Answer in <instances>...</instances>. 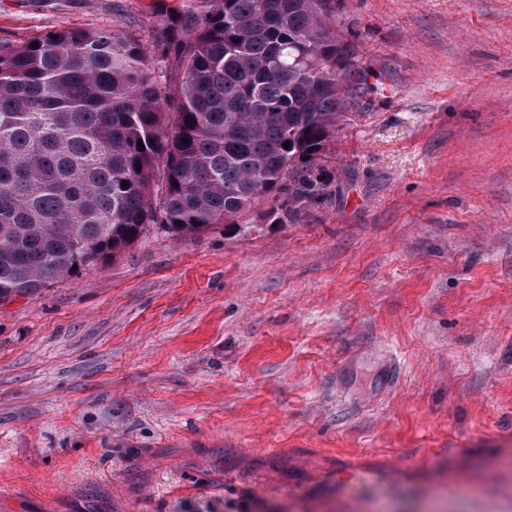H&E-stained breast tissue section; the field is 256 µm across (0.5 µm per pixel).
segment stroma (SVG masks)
<instances>
[{"label": "stroma", "instance_id": "obj_1", "mask_svg": "<svg viewBox=\"0 0 512 512\" xmlns=\"http://www.w3.org/2000/svg\"><path fill=\"white\" fill-rule=\"evenodd\" d=\"M175 0H0V47ZM363 69L299 224L0 302V512H512V0H343Z\"/></svg>", "mask_w": 512, "mask_h": 512}]
</instances>
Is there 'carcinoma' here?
Returning a JSON list of instances; mask_svg holds the SVG:
<instances>
[{"label": "carcinoma", "instance_id": "obj_1", "mask_svg": "<svg viewBox=\"0 0 512 512\" xmlns=\"http://www.w3.org/2000/svg\"><path fill=\"white\" fill-rule=\"evenodd\" d=\"M340 8L181 0L149 40L66 28L1 49L0 300L115 261L151 225L239 233L261 200L301 223L360 73Z\"/></svg>", "mask_w": 512, "mask_h": 512}]
</instances>
